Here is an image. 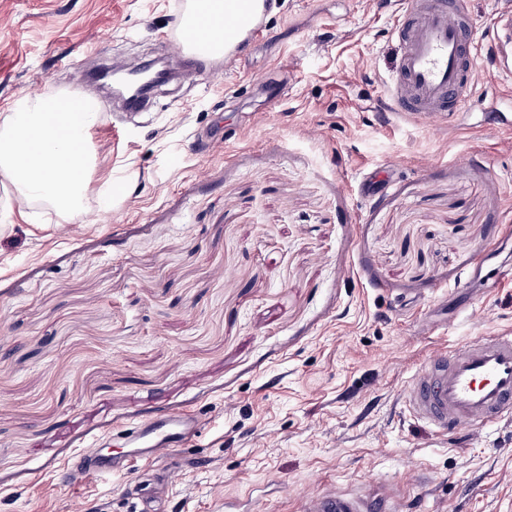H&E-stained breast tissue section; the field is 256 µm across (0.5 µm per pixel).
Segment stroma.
Returning a JSON list of instances; mask_svg holds the SVG:
<instances>
[{"mask_svg":"<svg viewBox=\"0 0 512 512\" xmlns=\"http://www.w3.org/2000/svg\"><path fill=\"white\" fill-rule=\"evenodd\" d=\"M185 0H0V114L93 97L90 64L162 50ZM400 0H270L232 66L199 62L158 106L98 115L75 227L0 187V512H132L125 476L66 488L153 412L202 429L149 487L163 512H300L395 484L408 512H512V421L445 440L406 407L427 353L512 329V77L483 55L453 127L393 111ZM394 163L382 193L363 176ZM470 303L477 321L445 331ZM127 469L126 458L114 457L100 451L84 452L76 464L61 468L57 471V481L61 485L73 486L82 478H101L122 473Z\"/></svg>","mask_w":512,"mask_h":512,"instance_id":"35a3bbf8","label":"stroma"}]
</instances>
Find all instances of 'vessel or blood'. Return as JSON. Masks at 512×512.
Returning <instances> with one entry per match:
<instances>
[{
	"instance_id": "b4317fda",
	"label": "vessel or blood",
	"mask_w": 512,
	"mask_h": 512,
	"mask_svg": "<svg viewBox=\"0 0 512 512\" xmlns=\"http://www.w3.org/2000/svg\"><path fill=\"white\" fill-rule=\"evenodd\" d=\"M267 0H245L242 11L224 16V30L232 38L224 46L225 59L239 54L244 39L263 36ZM495 39L504 50L500 69L512 72V0H500L493 20ZM216 30L190 25L167 44L175 65H186L187 52ZM402 53L391 77L396 111L411 112L429 126L455 124L464 92L471 87L479 47L462 0H408L406 13L393 29ZM407 404L439 435L482 429L512 416V332L474 338L451 349L432 352L410 382ZM200 429L193 413H171L141 421L127 435L135 456L151 459L169 454ZM125 457L99 451L83 453L76 464L57 472L59 484L71 486L82 478H101L124 472ZM302 512H399L394 495L386 490L365 495L336 489L306 495Z\"/></svg>"
}]
</instances>
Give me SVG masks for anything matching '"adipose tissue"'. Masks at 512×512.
<instances>
[{
  "label": "adipose tissue",
  "mask_w": 512,
  "mask_h": 512,
  "mask_svg": "<svg viewBox=\"0 0 512 512\" xmlns=\"http://www.w3.org/2000/svg\"><path fill=\"white\" fill-rule=\"evenodd\" d=\"M48 98L18 96L11 112L0 116V184L9 185L25 203L50 207L64 223L85 209L94 169L90 132L97 122L95 102H87L78 120L61 114L46 120Z\"/></svg>",
  "instance_id": "adipose-tissue-1"
}]
</instances>
